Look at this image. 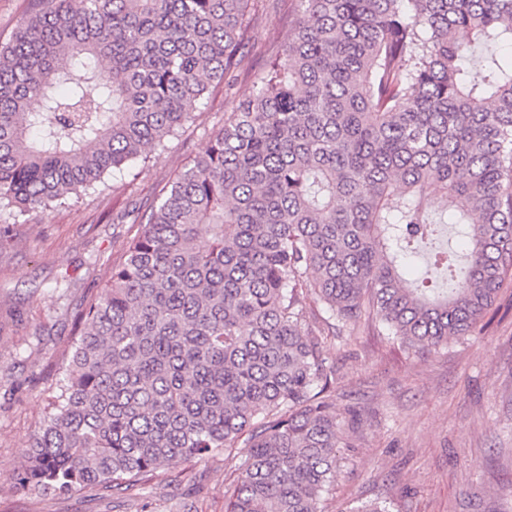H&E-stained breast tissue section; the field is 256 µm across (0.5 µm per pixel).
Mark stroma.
Returning a JSON list of instances; mask_svg holds the SVG:
<instances>
[{
    "label": "stroma",
    "instance_id": "35a3bbf8",
    "mask_svg": "<svg viewBox=\"0 0 512 512\" xmlns=\"http://www.w3.org/2000/svg\"><path fill=\"white\" fill-rule=\"evenodd\" d=\"M252 38L232 86L207 98L167 151L141 173H114L101 190L45 217L0 211V512H225L231 464L155 472L120 498L84 489L65 498L18 492L20 468L57 366L69 360L77 312L123 259L140 230L112 214L150 204L202 154L238 99L250 69L282 49L296 0H251ZM494 316L437 347L402 348L373 324L326 336L339 410L358 423L343 433L336 484L324 512L381 501L390 512H512V281Z\"/></svg>",
    "mask_w": 512,
    "mask_h": 512
}]
</instances>
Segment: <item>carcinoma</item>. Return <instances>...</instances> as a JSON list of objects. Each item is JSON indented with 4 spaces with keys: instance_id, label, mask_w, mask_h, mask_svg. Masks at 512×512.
<instances>
[{
    "instance_id": "obj_1",
    "label": "carcinoma",
    "mask_w": 512,
    "mask_h": 512,
    "mask_svg": "<svg viewBox=\"0 0 512 512\" xmlns=\"http://www.w3.org/2000/svg\"><path fill=\"white\" fill-rule=\"evenodd\" d=\"M210 148L140 216L80 310L71 361L14 481L124 494L241 453L226 512H322L358 415L331 394L321 303L402 346L484 318L512 277V0H297ZM249 0H31L0 45V206L44 216L163 148L241 64ZM434 254L450 288L408 277Z\"/></svg>"
}]
</instances>
